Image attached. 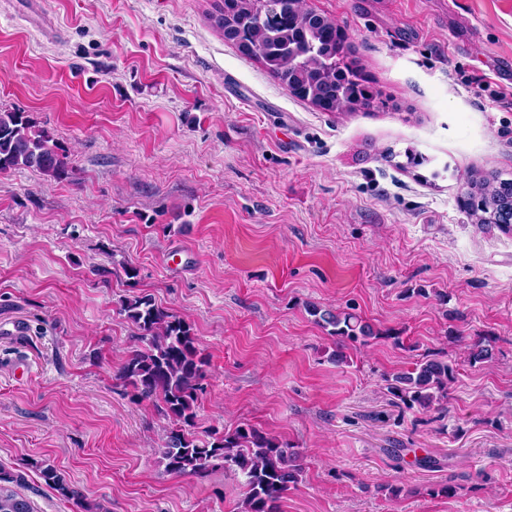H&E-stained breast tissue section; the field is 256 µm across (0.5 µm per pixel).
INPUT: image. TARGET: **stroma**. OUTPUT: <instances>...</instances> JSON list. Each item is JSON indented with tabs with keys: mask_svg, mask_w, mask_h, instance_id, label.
Instances as JSON below:
<instances>
[{
	"mask_svg": "<svg viewBox=\"0 0 512 512\" xmlns=\"http://www.w3.org/2000/svg\"><path fill=\"white\" fill-rule=\"evenodd\" d=\"M214 2L0 0V110L70 162L0 173V464L36 512H80L45 465L105 512H239L224 468L165 472L169 421L115 378L121 302L148 294L209 360L197 431L297 453L281 512H512V236L459 204L471 171L512 173V0H307L381 92L333 113L225 42ZM309 302L376 339L338 344ZM428 354L448 402L406 408L387 381ZM40 473L44 482L57 491L63 499L77 503L81 501L82 496L78 489L70 484L53 466L48 465L42 468Z\"/></svg>",
	"mask_w": 512,
	"mask_h": 512,
	"instance_id": "obj_1",
	"label": "stroma"
}]
</instances>
